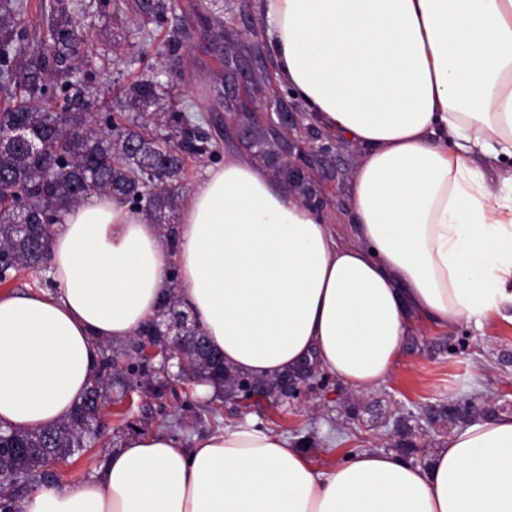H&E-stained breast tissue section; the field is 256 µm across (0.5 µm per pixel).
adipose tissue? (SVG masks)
<instances>
[{"mask_svg": "<svg viewBox=\"0 0 512 512\" xmlns=\"http://www.w3.org/2000/svg\"><path fill=\"white\" fill-rule=\"evenodd\" d=\"M282 88L362 152L353 239L237 160L193 185L171 242L144 212L87 198L51 228L55 288L0 294V427L67 417L176 291L232 373L303 366L358 394L415 329L512 309V0H258ZM177 281H170V271ZM19 512H512V414L453 430L424 464L384 451L316 463L233 425L184 447L144 433Z\"/></svg>", "mask_w": 512, "mask_h": 512, "instance_id": "ef3b65f1", "label": "adipose tissue"}]
</instances>
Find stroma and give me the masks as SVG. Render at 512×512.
Here are the masks:
<instances>
[{
	"label": "stroma",
	"instance_id": "1",
	"mask_svg": "<svg viewBox=\"0 0 512 512\" xmlns=\"http://www.w3.org/2000/svg\"><path fill=\"white\" fill-rule=\"evenodd\" d=\"M83 22L94 34L92 47L79 59L80 70L93 71L102 95L115 100L116 90L129 82L152 77L172 83L176 97L188 104L203 131L219 141L222 159H235L260 168L269 182L291 198H299L300 187L285 177L288 153L272 145L276 164L259 157L257 147L225 130L223 106L217 95L247 93L249 111L268 112L273 92L266 77L276 64L265 36H251L249 22L258 18L256 0H224V41L215 40L207 22L208 8H201V21L189 24L190 36L181 50L169 53L167 41L183 22L178 7L168 23L153 33L150 44L136 60L113 65L112 45L132 41L141 23L134 11L113 15L104 0H80ZM234 43L238 56L235 73L224 72V45ZM282 106L297 113L299 124L291 140L299 146L334 142L335 148L317 164L313 178L324 189L323 208L342 235H349L352 179L361 163V150L347 140H331L311 119L300 101L283 95ZM466 399L475 400L485 414H512V322L497 319L486 326L459 324L443 332L420 329L405 342V357L392 376L371 392L353 398L349 386L327 377L324 387L308 393L303 402L270 398L258 410L244 408L235 396L196 395L192 383L167 382L153 372L149 384L133 394V405L125 416H106L104 425L111 447L94 446L82 455L59 463L58 486H71L97 476L112 449L141 433L166 432L191 444L194 437L218 428L256 423L289 438L310 436L311 454L327 459L329 454L351 448L392 450L412 443L425 450L437 448L459 427L448 420L449 407Z\"/></svg>",
	"mask_w": 512,
	"mask_h": 512
}]
</instances>
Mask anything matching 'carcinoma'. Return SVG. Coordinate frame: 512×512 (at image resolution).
Here are the masks:
<instances>
[{
  "instance_id": "carcinoma-1",
  "label": "carcinoma",
  "mask_w": 512,
  "mask_h": 512,
  "mask_svg": "<svg viewBox=\"0 0 512 512\" xmlns=\"http://www.w3.org/2000/svg\"><path fill=\"white\" fill-rule=\"evenodd\" d=\"M29 0H0V137L17 128L43 146L39 154L4 144L0 147V283L22 270H43L49 260L48 221L93 195H114L157 218L161 234L170 238L183 197L188 162L217 155L219 145L201 133L186 110L172 101L168 87L143 78L122 90L135 115L124 125L102 127L92 108L101 101L94 73L75 78L81 47L94 34L85 28L77 9L62 2L47 22L39 55V71L26 77L16 69L25 52ZM172 0H154L141 7L145 22L139 43L150 41L152 29L168 22ZM161 167L156 184L144 187L148 171ZM153 335L144 326L126 345L104 357L86 395L62 421L38 431L0 430L7 448L22 453L0 458V469L38 470L46 460H65L104 439L102 420L112 384L124 389L149 381L150 367L136 356L144 339ZM191 364L187 381L207 379L227 384L237 397L247 393L254 378L224 374V357L196 329L185 340ZM20 487L0 482V512H14Z\"/></svg>"
}]
</instances>
